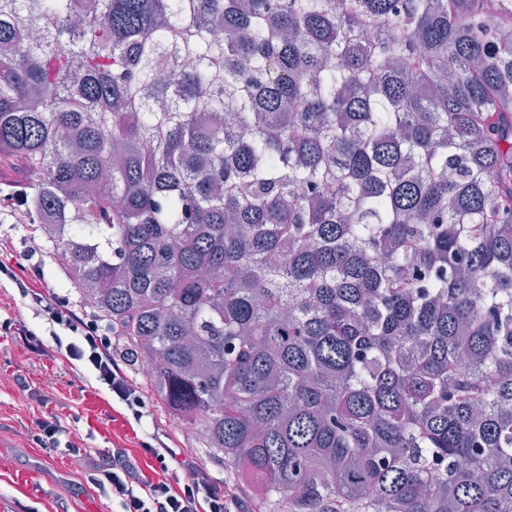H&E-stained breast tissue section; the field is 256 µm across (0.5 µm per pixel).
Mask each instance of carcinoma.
I'll return each mask as SVG.
<instances>
[{
    "mask_svg": "<svg viewBox=\"0 0 512 512\" xmlns=\"http://www.w3.org/2000/svg\"><path fill=\"white\" fill-rule=\"evenodd\" d=\"M0 44L29 223L253 512H512V0H0Z\"/></svg>",
    "mask_w": 512,
    "mask_h": 512,
    "instance_id": "1",
    "label": "carcinoma"
}]
</instances>
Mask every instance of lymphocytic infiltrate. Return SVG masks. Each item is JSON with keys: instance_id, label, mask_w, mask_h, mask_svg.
Here are the masks:
<instances>
[{"instance_id": "lymphocytic-infiltrate-1", "label": "lymphocytic infiltrate", "mask_w": 512, "mask_h": 512, "mask_svg": "<svg viewBox=\"0 0 512 512\" xmlns=\"http://www.w3.org/2000/svg\"><path fill=\"white\" fill-rule=\"evenodd\" d=\"M40 269L32 265H11L0 261V282L31 298L40 305L46 334L26 331L31 352L46 355L65 354L82 362L95 381L106 388L124 406L134 420H142L146 402L144 393L127 370L112 355V336L100 321L85 310L63 300L48 301L30 287ZM145 454L155 458L160 470L156 477L146 476L132 452L113 449L91 475L92 484L110 499L116 512H239L240 499L234 490L218 491L206 469L189 460L181 461L179 473H171L167 462L176 452L162 439L143 443ZM192 473L191 481L181 480L180 472Z\"/></svg>"}]
</instances>
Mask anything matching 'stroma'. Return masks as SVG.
Here are the masks:
<instances>
[{
	"mask_svg": "<svg viewBox=\"0 0 512 512\" xmlns=\"http://www.w3.org/2000/svg\"><path fill=\"white\" fill-rule=\"evenodd\" d=\"M33 231L21 211L0 210V239L8 243L0 253L4 262L39 264L42 277L34 288L49 299H63L72 307L81 301L67 283L60 263L49 248H32ZM142 421L128 419L111 393L85 369L65 355L29 352L24 340L0 334V512H112V503L88 480L101 453L122 447L137 450L156 436L205 460L216 487L232 476L209 457L191 433L167 413L162 401L146 394ZM56 420L66 437L91 454L74 461L62 448H43L36 442L38 422Z\"/></svg>",
	"mask_w": 512,
	"mask_h": 512,
	"instance_id": "35a3bbf8",
	"label": "stroma"
}]
</instances>
